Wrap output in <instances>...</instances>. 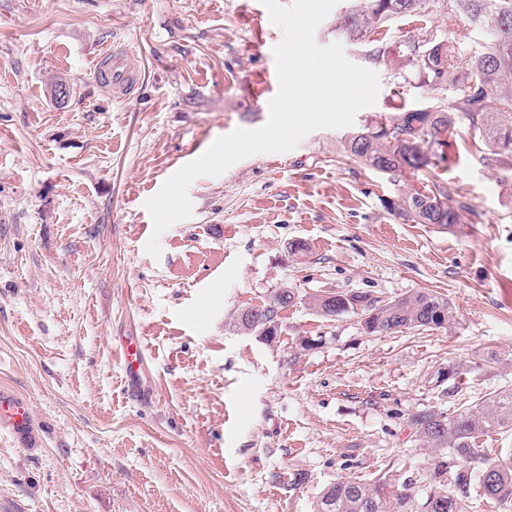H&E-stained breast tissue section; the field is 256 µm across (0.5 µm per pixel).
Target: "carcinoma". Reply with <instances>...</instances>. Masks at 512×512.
Masks as SVG:
<instances>
[{
	"label": "carcinoma",
	"instance_id": "obj_1",
	"mask_svg": "<svg viewBox=\"0 0 512 512\" xmlns=\"http://www.w3.org/2000/svg\"><path fill=\"white\" fill-rule=\"evenodd\" d=\"M448 9L466 15L484 30L489 45L478 57H467L432 34L407 43L389 57L377 46L369 57L388 61L395 75L406 79L414 72L433 89H450V96L425 108L401 105L394 115L375 121L344 139L351 158L372 169L393 175L417 174L445 159L448 135L461 125L479 133L496 168L512 170V0H448ZM429 0H366L336 20V29L351 42L361 43L396 20L418 21L428 15ZM391 215L415 224L452 229L463 214H475L465 196L451 182L436 180L386 203ZM333 296V303L327 297ZM315 294L306 304L319 316L334 319L353 314L367 334L398 333L409 329H450L456 323L453 304L440 295L419 291L382 300L364 291ZM290 288L279 289L261 306L237 314L235 327L260 332L268 342L279 335L280 312L297 303ZM417 440L443 456L434 468L437 486L427 495L425 512H461L458 495L467 493L468 474L458 463L482 464L479 485L495 502L512 501V455L487 458L477 448L479 436L491 430L512 431V388L490 394L475 407L445 413L426 409L411 415ZM454 489H448V486ZM411 483L400 485L380 477L373 482L339 480L324 489L314 512H411Z\"/></svg>",
	"mask_w": 512,
	"mask_h": 512
}]
</instances>
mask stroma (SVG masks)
<instances>
[{
	"label": "stroma",
	"mask_w": 512,
	"mask_h": 512,
	"mask_svg": "<svg viewBox=\"0 0 512 512\" xmlns=\"http://www.w3.org/2000/svg\"><path fill=\"white\" fill-rule=\"evenodd\" d=\"M362 2L339 0L315 32L379 76L356 130L443 95L340 39L337 13ZM430 29L466 55L487 49L439 4L383 44ZM282 39L260 0H0V390L33 414L31 439L0 432V512H313L330 483L381 475L412 481L424 512L436 454L410 415L512 386V173L473 146L395 178L345 155L348 130H316L194 180L190 216L161 234L160 258L146 253V200L218 137L266 123L262 43ZM116 43L139 78L124 101L94 77ZM57 76L74 84L62 107ZM430 178L474 215L448 230L387 212ZM286 286L300 301L275 342L234 327ZM336 291L436 292L457 322L369 335L303 302ZM127 336L145 345L144 401L116 355Z\"/></svg>",
	"instance_id": "obj_1"
}]
</instances>
